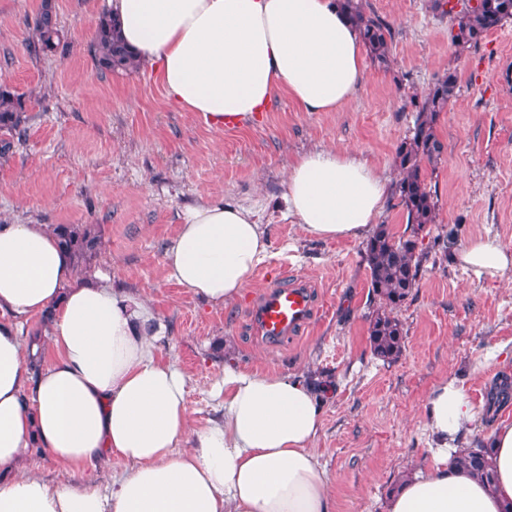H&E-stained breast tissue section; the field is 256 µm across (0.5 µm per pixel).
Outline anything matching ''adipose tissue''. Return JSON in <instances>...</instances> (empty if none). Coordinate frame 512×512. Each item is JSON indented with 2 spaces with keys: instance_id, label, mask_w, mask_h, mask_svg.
Returning <instances> with one entry per match:
<instances>
[{
  "instance_id": "ef3b65f1",
  "label": "adipose tissue",
  "mask_w": 512,
  "mask_h": 512,
  "mask_svg": "<svg viewBox=\"0 0 512 512\" xmlns=\"http://www.w3.org/2000/svg\"><path fill=\"white\" fill-rule=\"evenodd\" d=\"M108 14L167 100L218 129L267 111L282 92L302 112L340 111L365 76L344 0H108ZM387 194L384 172L351 150L307 151L284 182L289 217L324 240L363 236ZM269 257L252 210L202 202L183 210L163 272L224 307ZM453 259L494 281L512 272V245L478 236ZM37 315L50 318L55 353L38 372L21 339ZM165 333L146 300L79 275L47 225L0 224V512H331L329 476L312 448L322 420L315 387L228 365L222 417L193 427L184 375L155 353ZM481 419L456 378L439 383L424 404L432 464L405 477L387 512H506L512 422L476 440ZM480 442L494 450L491 487L457 462ZM33 446L79 481L23 472ZM109 457L130 468L103 488L88 470Z\"/></svg>"
}]
</instances>
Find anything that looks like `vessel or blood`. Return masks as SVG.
<instances>
[{
  "mask_svg": "<svg viewBox=\"0 0 512 512\" xmlns=\"http://www.w3.org/2000/svg\"><path fill=\"white\" fill-rule=\"evenodd\" d=\"M312 312L311 293L298 280L266 291L253 309V319L261 336L279 342L305 326Z\"/></svg>",
  "mask_w": 512,
  "mask_h": 512,
  "instance_id": "obj_1",
  "label": "vessel or blood"
}]
</instances>
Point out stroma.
Wrapping results in <instances>:
<instances>
[{
	"instance_id": "obj_1",
	"label": "stroma",
	"mask_w": 512,
	"mask_h": 512,
	"mask_svg": "<svg viewBox=\"0 0 512 512\" xmlns=\"http://www.w3.org/2000/svg\"><path fill=\"white\" fill-rule=\"evenodd\" d=\"M54 3L64 37L35 54L27 44L40 0H0V82L22 94L28 116L25 144L0 160V222L100 226L92 268L165 323L158 356L184 374L195 425L222 413L212 390L225 363L324 380L313 446L332 512H385L401 478L431 463L423 416L431 390L456 378L484 409L496 383H512V274L479 283L450 260L453 247L488 233L512 244V20L461 49L434 0H362L391 27L390 63H367L341 111L300 112L280 95L255 121L216 129L170 104L149 68L96 69L90 48L106 0ZM450 70L459 84L437 124L444 154L425 171L438 218L419 235L416 286L392 311L403 352L387 361L369 343L380 300L365 241L306 237L285 214L282 182L298 154L332 146L398 180L396 149L416 117L410 98ZM206 198L254 207L270 236L268 261L225 307L162 271L182 210ZM286 275L311 286L315 315L275 346L257 334L251 307ZM498 346L510 358L486 359Z\"/></svg>"
}]
</instances>
